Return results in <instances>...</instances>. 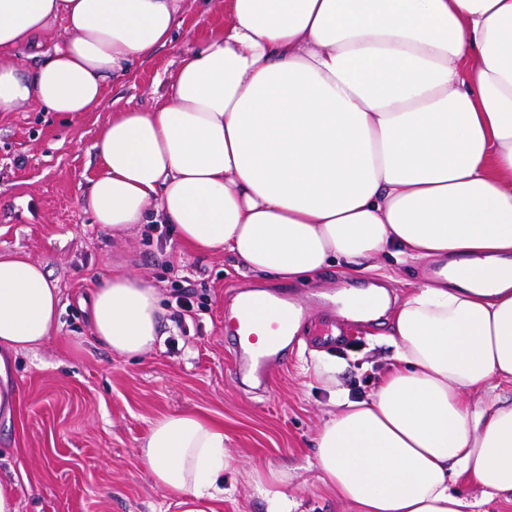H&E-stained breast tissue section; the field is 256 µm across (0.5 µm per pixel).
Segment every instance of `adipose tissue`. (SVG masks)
Instances as JSON below:
<instances>
[{"mask_svg":"<svg viewBox=\"0 0 512 512\" xmlns=\"http://www.w3.org/2000/svg\"><path fill=\"white\" fill-rule=\"evenodd\" d=\"M189 0H0V112L100 111L111 82L170 43ZM224 26L183 51L163 102L114 112L84 207L115 235L173 225L204 254L292 283L390 251L446 260L397 307L341 292V315L392 311L393 362L369 395L333 385L314 438L324 485L355 512H471L512 500V0H224ZM64 39L31 67L54 24ZM60 294L42 264L0 254V375L46 343ZM145 278H100L93 337L120 357L156 345ZM139 455L155 483L222 493L224 427L194 412L152 422Z\"/></svg>","mask_w":512,"mask_h":512,"instance_id":"obj_1","label":"adipose tissue"}]
</instances>
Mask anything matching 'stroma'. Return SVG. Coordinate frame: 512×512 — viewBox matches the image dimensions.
I'll return each mask as SVG.
<instances>
[{
    "label": "stroma",
    "instance_id": "stroma-1",
    "mask_svg": "<svg viewBox=\"0 0 512 512\" xmlns=\"http://www.w3.org/2000/svg\"><path fill=\"white\" fill-rule=\"evenodd\" d=\"M223 25V12L202 13L194 0L171 43L114 82L101 111L70 117L32 103L0 112V252L42 263L61 294L53 338L13 355L0 380V393L11 399L0 406V482H20L19 512H266L252 478L283 468L295 512H352L314 467L312 439L329 401L316 367L329 356L344 359L342 387L366 394L393 350L380 340L386 319L334 318L319 298L372 285L402 298L409 284L431 279L432 268L390 256L377 274L336 265L316 284L267 282L230 256L197 252L172 225L145 224L119 240L82 207L98 167L93 144L101 126L113 111L161 100L180 51ZM118 269L145 276L161 294L164 335L140 357L116 356L95 341L80 305L98 278ZM185 287L194 291L196 317L180 327L174 292ZM242 287L309 307L302 335L335 320V346H297L272 367L268 392L246 387L232 369L224 327V310ZM176 412L223 424L230 456L223 496L200 504L170 494L142 462L139 444L151 423Z\"/></svg>",
    "mask_w": 512,
    "mask_h": 512
}]
</instances>
